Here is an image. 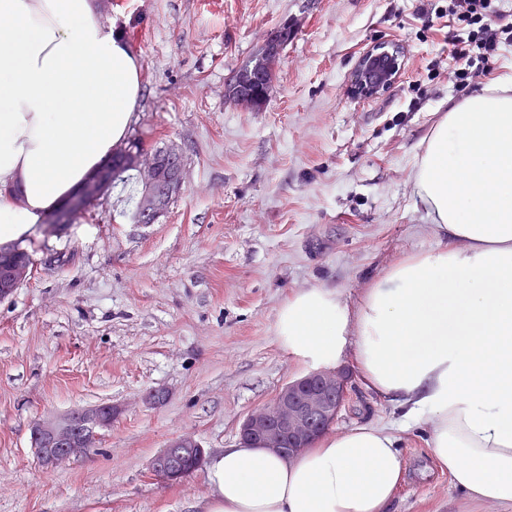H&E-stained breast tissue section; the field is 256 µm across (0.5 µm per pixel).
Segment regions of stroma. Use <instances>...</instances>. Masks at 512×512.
I'll return each mask as SVG.
<instances>
[{
    "label": "stroma",
    "instance_id": "1",
    "mask_svg": "<svg viewBox=\"0 0 512 512\" xmlns=\"http://www.w3.org/2000/svg\"><path fill=\"white\" fill-rule=\"evenodd\" d=\"M448 0H104L100 20L142 66L128 137L178 149L183 189L157 223L126 216L140 186L21 244L35 272L0 302V512H204L207 468L167 484L151 459L178 435L208 457L240 440L250 412L306 374L275 330L289 296L320 287L356 307L403 256L438 241L415 164L462 102L441 13ZM295 33L261 110L225 87L282 22ZM397 49L393 84L364 98L368 50ZM165 400L149 403L148 393ZM103 402L95 448L52 470L33 424ZM391 406L352 380L333 425L389 424ZM407 479L391 512H471L403 432Z\"/></svg>",
    "mask_w": 512,
    "mask_h": 512
}]
</instances>
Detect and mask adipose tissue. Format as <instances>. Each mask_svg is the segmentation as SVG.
I'll return each instance as SVG.
<instances>
[{"label":"adipose tissue","mask_w":512,"mask_h":512,"mask_svg":"<svg viewBox=\"0 0 512 512\" xmlns=\"http://www.w3.org/2000/svg\"><path fill=\"white\" fill-rule=\"evenodd\" d=\"M100 0H0V243L24 237L112 158L141 63L98 21ZM436 224L357 308L309 288L276 316L300 363L351 358L402 428L471 503L512 512V76L451 106L416 163ZM207 512H389L406 480L394 430L369 423L300 455L243 443L208 466Z\"/></svg>","instance_id":"ef3b65f1"}]
</instances>
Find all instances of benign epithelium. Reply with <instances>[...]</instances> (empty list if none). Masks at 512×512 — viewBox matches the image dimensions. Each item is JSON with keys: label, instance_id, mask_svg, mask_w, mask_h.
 <instances>
[{"label": "benign epithelium", "instance_id": "benign-epithelium-1", "mask_svg": "<svg viewBox=\"0 0 512 512\" xmlns=\"http://www.w3.org/2000/svg\"><path fill=\"white\" fill-rule=\"evenodd\" d=\"M394 56L387 50L367 52L355 73L356 91L371 96L386 88L394 79ZM137 171L143 194L135 219L139 224H153L166 212L182 189L183 159L179 152L167 150L135 153L130 159ZM117 172L106 166L90 177L62 205L44 216L43 229L55 233L87 197H97L107 188ZM33 262L27 257L4 263L0 273V300L10 297L31 277ZM349 374L318 369L287 382L268 405L246 416L240 436L254 440L274 453L299 454L330 428L340 412L347 394ZM112 426V404L104 403L74 409L59 416L43 418L32 429V440L39 449V462L46 469L86 454L94 447L100 432ZM191 462L186 469L185 462ZM205 461V450L190 436H176L150 462L151 475L165 483H177Z\"/></svg>", "mask_w": 512, "mask_h": 512}]
</instances>
